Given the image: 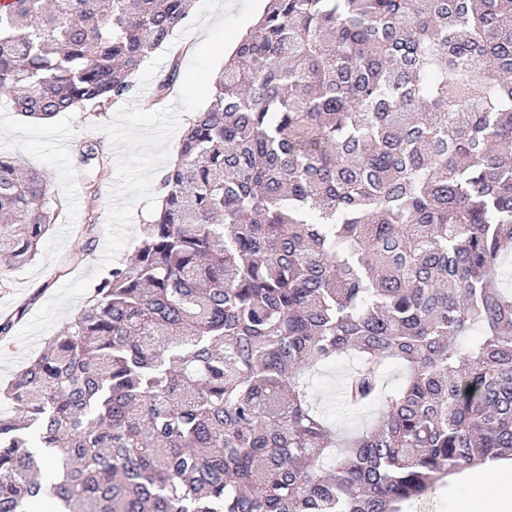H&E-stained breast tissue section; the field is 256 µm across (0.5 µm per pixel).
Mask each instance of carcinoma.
I'll list each match as a JSON object with an SVG mask.
<instances>
[{
  "label": "carcinoma",
  "instance_id": "1",
  "mask_svg": "<svg viewBox=\"0 0 512 512\" xmlns=\"http://www.w3.org/2000/svg\"><path fill=\"white\" fill-rule=\"evenodd\" d=\"M193 2L10 0L0 91L117 102ZM213 88L131 262L0 389V512H402L512 456V0H268ZM49 194L0 155V279ZM344 360L376 413L340 441L302 372Z\"/></svg>",
  "mask_w": 512,
  "mask_h": 512
}]
</instances>
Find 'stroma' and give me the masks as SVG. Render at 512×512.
<instances>
[{
  "label": "stroma",
  "mask_w": 512,
  "mask_h": 512,
  "mask_svg": "<svg viewBox=\"0 0 512 512\" xmlns=\"http://www.w3.org/2000/svg\"><path fill=\"white\" fill-rule=\"evenodd\" d=\"M205 32L177 29L170 43L156 49L145 62L136 79L131 97L140 106L153 99L158 84L167 75L171 62L187 69L197 45ZM183 47L180 59H173L172 47ZM116 105L106 109H81L62 112L46 122H35L16 112L9 94L0 92V154L15 158L26 168L42 172L50 183V206L56 220L42 239L35 258L23 267L0 279V318L23 310L21 321L15 322L14 333L0 335V384L5 385L28 362L38 357L47 337L55 336L79 311L80 302H73L61 312L48 329L46 337L36 340L30 350H23L15 332L22 329L39 309L52 299L66 281L90 274L100 260L106 243L109 195L116 180L115 152L100 129L116 112ZM96 140L103 144V157L93 165L79 161L84 142ZM96 182L100 195L90 200L88 182ZM95 209L98 221L94 232H87L88 209ZM342 366L323 365L306 373L319 411L324 412L337 427H359L370 421V413L355 414L339 402L338 385Z\"/></svg>",
  "instance_id": "1"
}]
</instances>
